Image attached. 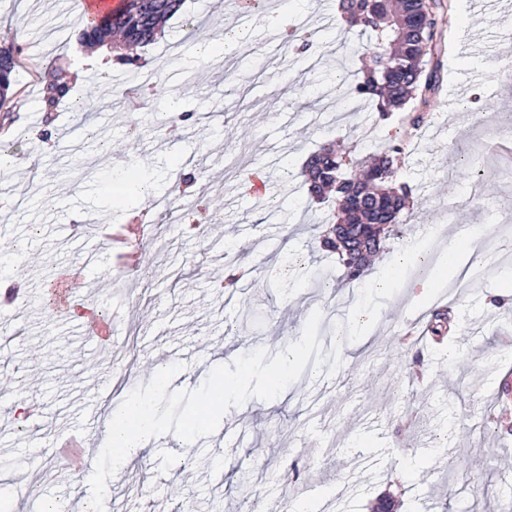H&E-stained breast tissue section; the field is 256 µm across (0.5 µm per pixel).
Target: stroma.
Wrapping results in <instances>:
<instances>
[{
  "label": "stroma",
  "instance_id": "stroma-1",
  "mask_svg": "<svg viewBox=\"0 0 512 512\" xmlns=\"http://www.w3.org/2000/svg\"><path fill=\"white\" fill-rule=\"evenodd\" d=\"M237 2L185 0L161 37L139 48L140 88L125 79L131 65L78 46L92 19L83 0H0V42L23 46L14 109L0 111V166L9 173L0 178V241L10 243L0 249V277L27 267L0 301L16 333L0 343L14 382L0 390V512H49L61 499L83 512L90 488L72 478L55 444L75 432L98 456L113 408L148 384L146 362L167 366L174 389L193 391L216 366L297 341L316 309L327 351L348 314L367 311L378 323L357 349L341 348L335 373L309 365L279 397L230 408L216 430L222 448L171 433L151 441L109 480L105 512H218V503L219 512H285L292 503L307 512L322 502L330 512H373L383 499L395 512H444L464 484L512 468V398L498 399L512 384V310L491 306L512 279L500 249L512 225V8L449 0L438 25L441 86L414 131L406 116L416 102L383 120L372 101L337 96V83L357 80L374 49L369 34L343 33L337 0H263L247 19ZM274 14L315 31L314 68L263 24ZM236 29L248 37L229 59L196 58L204 31ZM58 64L92 87L91 115L64 101L46 111L48 71ZM478 100L489 109L474 125L467 110ZM177 111L198 120L179 127ZM393 138L405 144L402 179L412 189L400 228L414 229L423 209L451 211L441 237L414 230V247L431 253L458 226L478 227L483 291L443 299L435 284L420 288V275L399 266L406 244L393 236L352 283L321 248L327 207L308 196L305 160L325 144L367 156ZM184 152L195 157L198 193L224 214L221 226L196 235L159 223L139 192L147 180L155 196L174 198L170 163ZM246 171L268 174L260 202L241 180ZM100 218L128 225L126 239L96 249L94 265L80 271L93 243L64 227ZM228 249L245 272L230 303ZM67 273L81 285L55 298ZM383 280L385 292H375ZM87 305L113 320L111 345L88 335ZM436 307L448 318L439 341L417 327ZM416 357L423 375L413 379L404 364ZM17 403L38 404L39 417L19 420L10 412ZM488 413L497 424L475 434ZM173 483L185 497L169 496Z\"/></svg>",
  "mask_w": 512,
  "mask_h": 512
}]
</instances>
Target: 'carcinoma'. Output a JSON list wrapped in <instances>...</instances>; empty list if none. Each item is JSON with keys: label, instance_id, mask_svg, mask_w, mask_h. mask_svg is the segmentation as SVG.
<instances>
[{"label": "carcinoma", "instance_id": "cac0c4a2", "mask_svg": "<svg viewBox=\"0 0 512 512\" xmlns=\"http://www.w3.org/2000/svg\"><path fill=\"white\" fill-rule=\"evenodd\" d=\"M182 3L125 0L120 10L83 30V40L96 45L121 40L132 48L149 45ZM444 10L443 0H338L347 29L359 28L374 37L375 51L353 90L380 102L381 119H389L390 109L399 110L416 96L421 106H428V97L440 82V68L436 65L428 71L426 65L445 52L432 33ZM21 51L18 44L0 46V107L8 100ZM402 153V146L393 145L377 152L374 161L367 164L325 145L305 165L308 194L313 200L324 203L326 192L336 193V206L330 207L325 222L350 225L348 241L339 244L329 232L320 239L324 250L337 255L343 278L350 283L365 275L368 258L383 247V238L376 236L373 225L397 223L409 203L410 188L398 182ZM349 167L361 171V178L347 177L344 170ZM200 209L206 211L201 199L169 216V223H196ZM499 485L511 488L512 473L500 472L482 480L485 493Z\"/></svg>", "mask_w": 512, "mask_h": 512}]
</instances>
